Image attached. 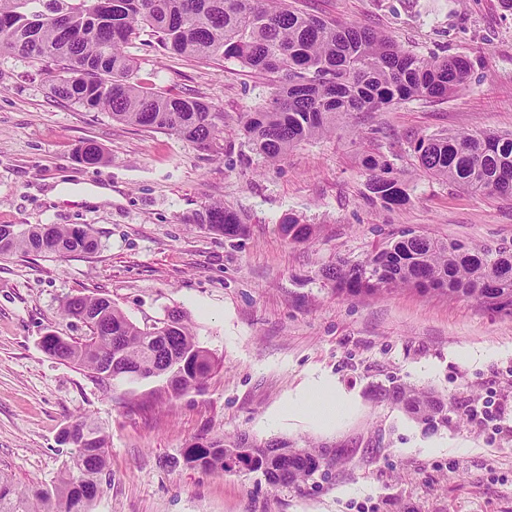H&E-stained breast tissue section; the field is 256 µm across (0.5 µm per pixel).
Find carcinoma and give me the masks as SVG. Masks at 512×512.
<instances>
[{
	"label": "carcinoma",
	"mask_w": 512,
	"mask_h": 512,
	"mask_svg": "<svg viewBox=\"0 0 512 512\" xmlns=\"http://www.w3.org/2000/svg\"><path fill=\"white\" fill-rule=\"evenodd\" d=\"M146 30L174 54L233 59L271 78L269 102L245 113L240 128L251 149L271 162L334 132L338 120L352 112L412 98H446L466 87L470 73L464 57L423 58L386 34L311 16L290 0H0V54L39 65L54 97L203 145L223 140L224 113L136 79L129 48ZM413 151L426 175L471 194L512 195V132L424 136ZM76 159L100 165L109 157L86 141ZM362 164L373 198L386 205L407 201L406 183L386 159L367 154ZM196 221L227 238L244 228L240 215L222 203L206 206ZM95 246L83 227L0 224V258L18 252L65 256ZM324 275L341 294L407 287L472 299L512 315L511 244L403 232L360 261H336ZM62 311L82 321L90 335L81 342L47 335L42 348L90 370L105 386L117 379L156 378L165 381L166 394L177 397L200 388L213 369L212 353L178 310L167 312L175 324L165 335L159 322L141 327L103 296H72ZM381 396L421 422H448L447 404L429 391L396 386ZM72 430L74 452L54 487L22 488L0 474V512H93L108 465L107 436L87 419ZM322 459L323 452L284 438L194 442L186 455L187 463L212 472L260 471L274 486L299 484Z\"/></svg>",
	"instance_id": "1"
}]
</instances>
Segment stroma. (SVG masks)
<instances>
[{"label": "stroma", "mask_w": 512, "mask_h": 512, "mask_svg": "<svg viewBox=\"0 0 512 512\" xmlns=\"http://www.w3.org/2000/svg\"><path fill=\"white\" fill-rule=\"evenodd\" d=\"M304 12L385 33L424 57H467L465 90L355 112L334 133L269 162L233 136L270 96L267 76L235 60L170 54L151 33L132 53L138 80L202 99L224 115L230 146L207 149L53 97L28 61L0 56V224L86 225L95 250L0 258V470L18 485H51L82 417L108 436V472L94 512H512V316L465 299L399 288L337 294V258L364 259L401 232L512 244V197L473 195L422 175L412 150L448 129L512 131V10L501 0H297ZM91 141L112 157L87 166ZM383 155L410 200L368 197L361 153ZM221 202L244 219L228 240L194 223ZM309 224V240L282 224ZM104 296L137 324L183 311L217 366L177 398L159 380L115 381L41 348L54 333L85 339L66 318L74 295ZM323 380L350 399L337 426L289 414ZM430 389L448 422L430 427L380 389ZM493 421L472 413L485 398ZM286 438L325 447L319 470L275 487L259 472L186 465L199 438Z\"/></svg>", "instance_id": "obj_1"}]
</instances>
